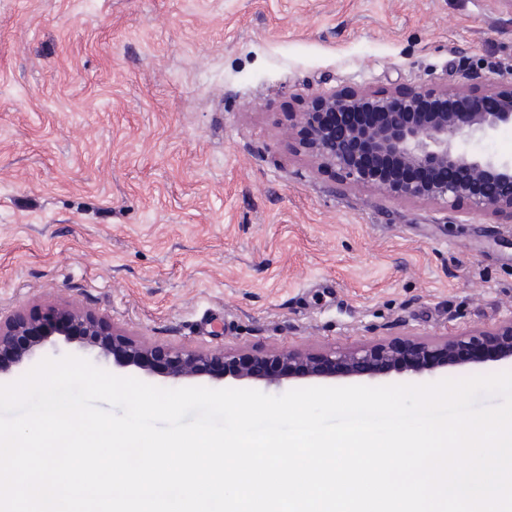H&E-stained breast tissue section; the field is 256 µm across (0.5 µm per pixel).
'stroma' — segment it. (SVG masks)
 I'll return each mask as SVG.
<instances>
[{"instance_id":"35a3bbf8","label":"stroma","mask_w":512,"mask_h":512,"mask_svg":"<svg viewBox=\"0 0 512 512\" xmlns=\"http://www.w3.org/2000/svg\"><path fill=\"white\" fill-rule=\"evenodd\" d=\"M510 67L512 0H0V317L259 356L494 330L511 216L352 189L287 128L318 93Z\"/></svg>"}]
</instances>
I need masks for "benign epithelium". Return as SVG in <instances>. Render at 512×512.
Returning <instances> with one entry per match:
<instances>
[{
	"mask_svg": "<svg viewBox=\"0 0 512 512\" xmlns=\"http://www.w3.org/2000/svg\"><path fill=\"white\" fill-rule=\"evenodd\" d=\"M310 112H298L294 125L305 129L312 163L348 176L353 188H371L398 200H424L453 208L461 201L471 213L512 215V156L476 152L471 142L491 140L512 126V72L491 71L479 92L442 85L410 87L393 94L362 91L313 96ZM367 110L371 122L338 131L327 117ZM496 346L461 333L440 342L402 341L336 347L322 353L287 352L269 356L203 353L188 348L163 352L137 342L81 309L45 304L36 314L20 312L0 321V375L59 342L77 341L97 357L120 367L156 371L174 381L203 375L216 380L263 381L378 375L463 366L489 357L512 358V316L491 333Z\"/></svg>",
	"mask_w": 512,
	"mask_h": 512,
	"instance_id": "7a95c632",
	"label": "benign epithelium"
}]
</instances>
